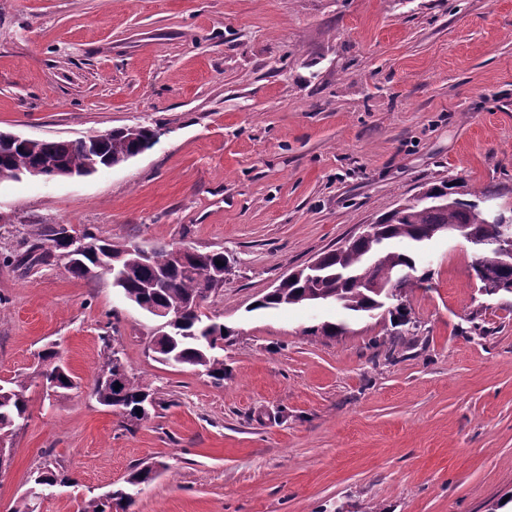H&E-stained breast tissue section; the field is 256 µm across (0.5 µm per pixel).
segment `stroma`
<instances>
[{
  "label": "stroma",
  "instance_id": "1",
  "mask_svg": "<svg viewBox=\"0 0 512 512\" xmlns=\"http://www.w3.org/2000/svg\"><path fill=\"white\" fill-rule=\"evenodd\" d=\"M157 125L87 177L0 182V384L29 415L0 469L12 512H80L138 465L130 512H493L512 495V294L435 238L404 313L260 309L291 271L451 178L512 208V0H0V131L55 140ZM35 224L223 251L202 312L224 382L161 364L158 322L109 275L6 263ZM345 323L333 338L310 334ZM114 338L159 403L133 429L91 390ZM54 347L77 386L48 400Z\"/></svg>",
  "mask_w": 512,
  "mask_h": 512
}]
</instances>
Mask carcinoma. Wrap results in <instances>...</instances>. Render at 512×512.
<instances>
[{
    "mask_svg": "<svg viewBox=\"0 0 512 512\" xmlns=\"http://www.w3.org/2000/svg\"><path fill=\"white\" fill-rule=\"evenodd\" d=\"M159 129L138 125L137 138L117 129L99 145L102 167L121 165L151 148L159 138ZM88 138L72 140H40L31 146H15L0 152V182L18 179L20 171L30 166L61 163L79 170L83 168L89 150ZM456 180L424 188L426 199L408 201L385 216L380 235L353 240L342 249H334L320 256L317 277L300 279L275 288L258 301L259 308H280L310 304L315 301H333L354 313H367L379 309L390 300L389 293L398 298L419 283L428 280V273L417 272V251L422 244L433 239V233L448 227V233H458L467 241L490 236L497 225L483 222V214L474 201L453 193ZM85 238L94 247L92 255L67 259L70 272L88 278L98 274L112 276V284L124 296L147 313L174 302L185 304V311L171 335H158L153 352L163 363L187 365L203 370L216 383L224 381V360L216 353V343L224 340V325L203 320L201 308L211 293L221 286L214 278L220 269L216 261H224V252H193L180 262L174 257V246L158 245L148 249L144 256L132 245L110 242L90 234ZM398 241L400 250L382 246L384 242ZM66 242L58 224H35L24 241L23 250L11 256L12 263L27 266L45 262L55 254L65 256ZM477 259L487 269L512 278V257L494 250H484ZM394 289H389L390 285ZM41 376L59 381L57 390L71 388L72 376L53 350L39 354ZM26 379L14 378L0 388V429L12 431L27 418L28 400L24 396ZM92 395L106 407H117L130 423L140 421L137 413L145 399L153 400L148 386L129 377L120 390L115 391L106 381L96 379ZM157 473L135 468L124 480V485L94 497L82 507V512H112L126 510L132 502V491L153 481Z\"/></svg>",
    "mask_w": 512,
    "mask_h": 512,
    "instance_id": "carcinoma-1",
    "label": "carcinoma"
}]
</instances>
